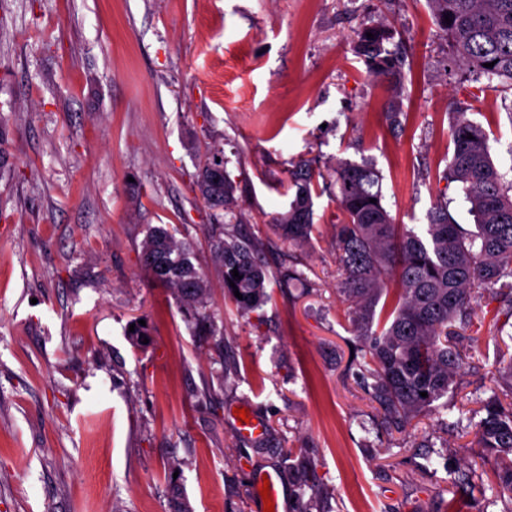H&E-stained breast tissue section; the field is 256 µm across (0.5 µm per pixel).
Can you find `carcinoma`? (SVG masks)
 I'll return each instance as SVG.
<instances>
[{
  "instance_id": "cac0c4a2",
  "label": "carcinoma",
  "mask_w": 512,
  "mask_h": 512,
  "mask_svg": "<svg viewBox=\"0 0 512 512\" xmlns=\"http://www.w3.org/2000/svg\"><path fill=\"white\" fill-rule=\"evenodd\" d=\"M432 17L449 38L471 81L501 80L512 86V0H427ZM450 18L446 23L444 18ZM374 38L367 37V33ZM383 21L357 33L355 53L367 72L399 79L404 58ZM494 63L487 68L485 64ZM400 95L385 109L389 129L399 130ZM452 154L443 172L447 184L463 192L475 229L459 223L450 201L439 196L419 233L396 224L384 204L382 176L373 164L339 161L330 173L315 172V160L291 161L289 183L294 197L275 225L290 244H305L313 231L314 198L330 192L336 199V262L342 278L339 293L348 305L354 335L362 343L371 400L398 430L448 396L463 367V346L456 327L479 325L475 305L487 291L503 296L512 318V180H506L491 157L489 137L464 116L463 107L450 121ZM227 166L212 157L198 168L197 187L208 199L214 193L211 168ZM236 185L224 172L219 193L224 213L235 215ZM376 202L371 203L369 199ZM214 259L229 294L243 312L266 300L264 263L256 244L243 236L212 238ZM154 278L170 288L188 312L196 333L214 336L207 311L210 281L191 260L186 242L164 227H151L140 255ZM239 277H233V270ZM496 387L481 401L485 411L475 436L489 456L483 468L512 492V356L499 362ZM427 396H421V393Z\"/></svg>"
}]
</instances>
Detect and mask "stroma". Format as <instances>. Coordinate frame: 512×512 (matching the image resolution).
Wrapping results in <instances>:
<instances>
[{
	"instance_id": "obj_1",
	"label": "stroma",
	"mask_w": 512,
	"mask_h": 512,
	"mask_svg": "<svg viewBox=\"0 0 512 512\" xmlns=\"http://www.w3.org/2000/svg\"><path fill=\"white\" fill-rule=\"evenodd\" d=\"M381 17L407 51L396 135L392 81L354 51ZM472 89L427 0H0V512H174V484L192 512H264L263 471L280 512H512L494 478L458 482L486 454L456 423L494 385L499 301L483 300L453 391L390 430L337 292L335 199L315 198L307 245L273 230L299 156L371 161L395 223H425L444 193L473 224L442 178L449 114L463 105L512 177V87ZM214 152L238 185L232 218L196 185ZM218 221L262 252L253 312L214 267ZM154 226L208 274L218 335H196L142 265ZM237 408L264 438L239 433Z\"/></svg>"
}]
</instances>
